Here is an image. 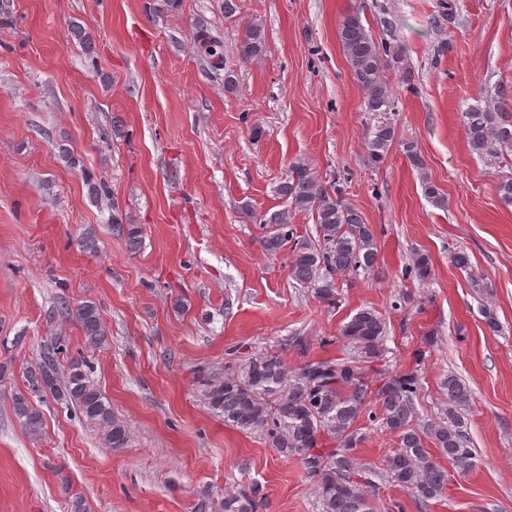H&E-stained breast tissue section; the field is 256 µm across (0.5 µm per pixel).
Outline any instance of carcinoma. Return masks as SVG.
<instances>
[{
    "label": "carcinoma",
    "mask_w": 512,
    "mask_h": 512,
    "mask_svg": "<svg viewBox=\"0 0 512 512\" xmlns=\"http://www.w3.org/2000/svg\"><path fill=\"white\" fill-rule=\"evenodd\" d=\"M337 35L353 76L365 92V111L380 116L395 111L387 72L398 70L404 79L411 80L402 47L376 42L357 11L344 16ZM198 38L209 56L223 62L217 39L204 32ZM265 52L264 29L258 24L250 26L240 44V59L248 62ZM462 126L470 153L505 163L507 170L495 174V191L503 204L512 205V164L506 161L512 155V86H498L469 106L462 113ZM395 138L396 128L390 120L377 121L366 142L369 161L382 162ZM421 183L425 198L436 207H444L440 189L426 176L421 177ZM276 192L287 207L262 219L268 225L263 250L274 256L290 250L291 279L314 289L320 301L334 304L336 277L359 270L371 272L377 267L378 248L372 226L342 197L339 186L328 187L304 161L289 166ZM297 213L312 215L318 243L294 239L292 215ZM112 227L125 237L130 252L139 251L143 233L140 225L125 224L114 217ZM431 271L430 255L414 253L410 273L425 281ZM58 315L75 317L91 344L106 341V329L95 302L86 300L72 308L64 301ZM340 335L353 344L354 356L308 361L290 371L280 356L258 353L222 379H202L203 396L224 424L258 433L281 457L299 460L314 482L321 512H375L377 478L423 504L441 500L448 485V470L466 474L476 465L464 420L473 400L471 389L456 375H448L441 382L447 396L441 412L421 419L415 404L420 390L417 374L385 381L374 396L364 380L361 363L379 356L386 337L382 316L372 308L360 309L340 327ZM23 382L24 389L12 396V409L30 436H39L43 429L42 413L31 397L48 393L57 404L74 409L97 426L107 447L127 446V427L112 413L92 380L89 362L82 356L64 353L61 338L24 367ZM373 402L378 404L384 429L398 438L397 448L379 470L360 463L357 457V448L364 440L357 422ZM325 434L336 440V450L322 449ZM433 448L448 460V467L435 461ZM260 500L257 484L227 487L221 501H202L197 512H258Z\"/></svg>",
    "instance_id": "cac0c4a2"
}]
</instances>
